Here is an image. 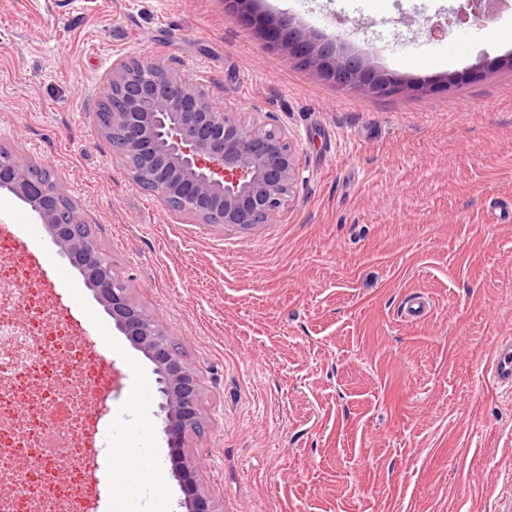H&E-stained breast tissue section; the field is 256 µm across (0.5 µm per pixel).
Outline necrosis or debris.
Listing matches in <instances>:
<instances>
[{
  "label": "necrosis or debris",
  "mask_w": 512,
  "mask_h": 512,
  "mask_svg": "<svg viewBox=\"0 0 512 512\" xmlns=\"http://www.w3.org/2000/svg\"><path fill=\"white\" fill-rule=\"evenodd\" d=\"M32 265L0 249V512H94L88 427L112 385L82 323ZM60 451L63 476L52 460Z\"/></svg>",
  "instance_id": "1"
}]
</instances>
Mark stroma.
<instances>
[{"label": "stroma", "instance_id": "stroma-1", "mask_svg": "<svg viewBox=\"0 0 512 512\" xmlns=\"http://www.w3.org/2000/svg\"><path fill=\"white\" fill-rule=\"evenodd\" d=\"M462 3L261 7L380 69L434 77L512 51V10L452 24ZM143 55L288 130L303 174L276 223L196 224L133 183L96 112L113 62ZM0 145L51 167L196 374L202 431L185 454L216 512H512V393L484 377L492 344L512 336V219L499 212L512 203V71L366 96L269 52L223 0H0ZM28 213L0 193L9 248L40 258L116 377L97 512H187L153 363ZM415 293L432 307L410 319Z\"/></svg>", "mask_w": 512, "mask_h": 512}]
</instances>
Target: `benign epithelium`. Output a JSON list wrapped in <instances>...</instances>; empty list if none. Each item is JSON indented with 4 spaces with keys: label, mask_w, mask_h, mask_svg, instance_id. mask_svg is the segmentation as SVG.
Masks as SVG:
<instances>
[{
    "label": "benign epithelium",
    "mask_w": 512,
    "mask_h": 512,
    "mask_svg": "<svg viewBox=\"0 0 512 512\" xmlns=\"http://www.w3.org/2000/svg\"><path fill=\"white\" fill-rule=\"evenodd\" d=\"M260 0H224V9L260 33L272 52L296 61L315 77L364 95L424 97L439 87L477 81L488 70L477 63L460 74L430 82L389 74L360 54L338 52L303 24L259 8ZM489 14L487 0H466L457 17ZM112 111L96 114L100 133L130 163L133 182L169 210L196 224L252 229L273 223L289 204L303 167L299 150L284 129H269L259 113L244 119L221 109L204 86L188 80L173 61L131 56L120 59L104 86ZM31 207L59 254L86 278L116 329L155 364L160 411L173 451L186 432L201 426L199 385L177 347L130 300L128 285L97 247L71 199L46 167L0 148V191ZM189 460L182 476L194 512H213Z\"/></svg>",
    "instance_id": "1"
}]
</instances>
